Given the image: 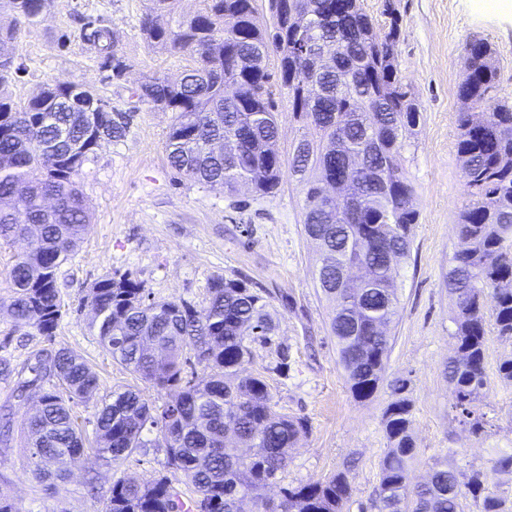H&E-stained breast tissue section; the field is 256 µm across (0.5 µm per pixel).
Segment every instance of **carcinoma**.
I'll return each mask as SVG.
<instances>
[{
    "mask_svg": "<svg viewBox=\"0 0 512 512\" xmlns=\"http://www.w3.org/2000/svg\"><path fill=\"white\" fill-rule=\"evenodd\" d=\"M140 28L148 45L189 57L182 80L149 76L131 94L174 115L166 152L174 174L219 186L227 195L246 183L259 196L281 189L282 169L301 186L303 224L320 252L316 279L336 307L330 331L353 397L365 401L381 387L391 337L373 324L389 325L397 314L394 272L408 256L417 223L415 188L403 166L406 139L420 112L406 90L395 56L397 20L380 37L360 0H266L276 6L272 24L255 22L257 0H204L190 18L164 26L176 0H148ZM52 0H0V53L15 51L22 29L34 24ZM83 39L99 64L126 68L111 22L86 18ZM337 41L333 65L318 72L319 95H303L312 76L311 52ZM460 99L479 108L459 118L457 153L471 200L460 214L462 250L448 269V289L457 308L456 354L448 362L454 407L473 432L483 429L475 403L487 385L485 302L498 336L512 340V106L488 103L497 82L490 45L466 48ZM76 94L64 84L38 88L22 107L0 89V244L29 240L6 269L11 294L0 302L20 328L52 338L62 316L57 273L82 241L90 214L78 178L95 154L99 137L125 136L129 119L90 87ZM304 133L288 155L279 147L274 90ZM342 194V204L329 194ZM366 263L370 278L341 280L336 254ZM91 328L103 351L167 395L155 407L138 392L112 391L97 399L99 379L66 347L43 349L28 363L20 388H43L39 407L25 422L31 474L51 488L67 480L87 451L74 407H94V450L120 464L144 447L143 432L158 429L167 464L185 478L188 491L166 475L150 485L120 477L112 483L105 512H244L240 503L269 484L285 466L288 449L304 421L277 412L260 374L245 375L254 344L266 345L274 326L267 304L242 279L214 278L207 306L154 300L131 274H106L90 288ZM202 367L198 377L196 367ZM406 383L383 415L390 448L380 462L377 512H463L470 496L478 512H512L503 496L483 493L485 474L473 471L460 486L448 464L416 484L412 404ZM263 449L245 459L238 444ZM348 475L285 491L273 508L253 499V512H344Z\"/></svg>",
    "mask_w": 512,
    "mask_h": 512,
    "instance_id": "obj_1",
    "label": "carcinoma"
}]
</instances>
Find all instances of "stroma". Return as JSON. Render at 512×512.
<instances>
[{"mask_svg": "<svg viewBox=\"0 0 512 512\" xmlns=\"http://www.w3.org/2000/svg\"><path fill=\"white\" fill-rule=\"evenodd\" d=\"M379 32L399 23L398 68L420 121L403 152L415 195L418 220L410 252L397 271L399 307L389 328L393 338L386 385L361 402L349 392L338 363L329 321L335 303L317 285L319 253L302 224L303 195L284 179L273 196L240 187L227 197L220 187L175 180L165 143L172 115L131 98L145 77L177 78L184 60L150 48L140 30L147 0H54L52 8L21 34L16 53L26 71L4 86L24 104L39 85L79 83L109 99L115 111L130 115L122 140L104 141L79 178L91 223L77 248L58 270L65 307L54 341L17 328L0 311V355L22 367L48 346H63L96 371L101 394L132 388L154 406L163 392L116 364L102 351L90 329L92 311L83 299L106 274H132L155 299H182L196 309L207 305L214 277L246 278L267 303L275 329L272 341L255 348L248 372L262 373L278 412L307 425L288 463L258 497L279 499L288 487L323 481L344 472L351 495L345 512H375L379 464L388 440L382 425L392 399L389 381L407 382L413 404L415 455L409 466L415 481H426L434 463L445 462L459 482L472 470L487 472V492L512 500V476L492 473L494 459L512 452V384L501 382L498 366L512 358V341L486 329L487 385L477 404L485 427L472 433L453 406L448 359L456 349L455 305L448 292V268L460 250L457 224L470 201L457 154L458 116L465 106L457 86L466 62V45L487 42L498 68L494 101L512 104V11L496 0H361ZM100 16L119 36L124 76L104 82L91 47L81 38L82 20ZM287 348L280 367L278 348ZM40 390L18 396L13 379H0V419L9 434L0 437V497L20 512H102L104 495L126 475L150 483L168 474L166 450L155 431L138 454L121 464L87 455L66 481L48 488L30 475L24 422L38 405Z\"/></svg>", "mask_w": 512, "mask_h": 512, "instance_id": "obj_1", "label": "stroma"}]
</instances>
